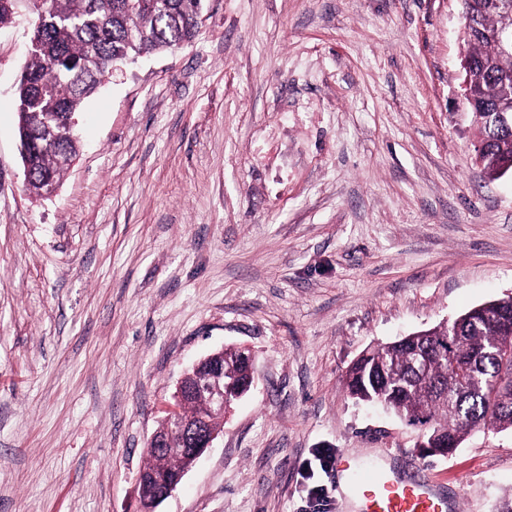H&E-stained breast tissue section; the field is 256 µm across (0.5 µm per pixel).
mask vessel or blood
<instances>
[{"label":"vessel or blood","instance_id":"obj_1","mask_svg":"<svg viewBox=\"0 0 512 512\" xmlns=\"http://www.w3.org/2000/svg\"><path fill=\"white\" fill-rule=\"evenodd\" d=\"M333 468L347 474L348 488L358 497L362 512H448L433 473L403 481L384 468L362 470L343 455L336 457Z\"/></svg>","mask_w":512,"mask_h":512}]
</instances>
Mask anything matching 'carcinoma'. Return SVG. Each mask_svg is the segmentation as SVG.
I'll return each mask as SVG.
<instances>
[{"instance_id":"1","label":"carcinoma","mask_w":512,"mask_h":512,"mask_svg":"<svg viewBox=\"0 0 512 512\" xmlns=\"http://www.w3.org/2000/svg\"><path fill=\"white\" fill-rule=\"evenodd\" d=\"M203 0H0V26L19 10L35 15L38 46L15 89L18 133L30 166L28 189L59 182L77 157L66 118L99 87L106 68L136 56L189 44L198 35ZM470 33L464 38L476 92L473 121L487 174L512 163V127L488 119L502 88L512 84V15L488 0H463ZM512 296L475 306L424 330L403 344L373 348L347 370L355 399L396 414L406 425L426 426L425 442L453 452L474 429L512 431ZM253 364L239 351L224 352L227 380L245 383ZM182 464L153 451L144 470L174 479Z\"/></svg>"}]
</instances>
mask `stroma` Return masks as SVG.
Listing matches in <instances>:
<instances>
[{
  "instance_id": "stroma-1",
  "label": "stroma",
  "mask_w": 512,
  "mask_h": 512,
  "mask_svg": "<svg viewBox=\"0 0 512 512\" xmlns=\"http://www.w3.org/2000/svg\"><path fill=\"white\" fill-rule=\"evenodd\" d=\"M461 0H204L191 45L124 63L49 198L25 181L0 28V512H137L146 444L195 361L255 384L157 512H303L331 448L512 496V432L421 458L349 396L369 346L512 295V177L460 100Z\"/></svg>"
}]
</instances>
